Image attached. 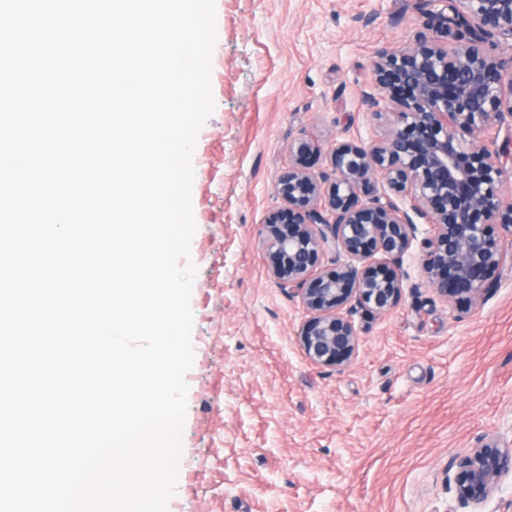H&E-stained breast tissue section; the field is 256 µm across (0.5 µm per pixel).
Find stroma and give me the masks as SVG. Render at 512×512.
I'll return each instance as SVG.
<instances>
[{"label": "stroma", "instance_id": "stroma-1", "mask_svg": "<svg viewBox=\"0 0 512 512\" xmlns=\"http://www.w3.org/2000/svg\"><path fill=\"white\" fill-rule=\"evenodd\" d=\"M216 108L193 154L194 364L167 512H468L449 482L480 436L512 432V269L475 305L412 285L354 316L341 366L304 358L309 314L268 271L257 231L299 135L329 170L383 136L362 93L378 49L408 40L414 0H216Z\"/></svg>", "mask_w": 512, "mask_h": 512}]
</instances>
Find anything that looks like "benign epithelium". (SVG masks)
I'll list each match as a JSON object with an SVG mask.
<instances>
[{
	"instance_id": "benign-epithelium-1",
	"label": "benign epithelium",
	"mask_w": 512,
	"mask_h": 512,
	"mask_svg": "<svg viewBox=\"0 0 512 512\" xmlns=\"http://www.w3.org/2000/svg\"><path fill=\"white\" fill-rule=\"evenodd\" d=\"M435 2L415 0L418 30L375 55L363 102L390 131L367 146L336 149L330 175L289 167L274 182L287 214H271L258 230L274 280L310 312L298 338L315 366L353 359L354 310L381 316L399 304L409 281L404 258L416 241L409 212L433 227L417 258L425 285L443 297L477 303L508 257L489 225L512 238V194L502 192L512 142L499 145L488 134L512 123V54L488 47L512 40V0H446L441 10ZM459 128L470 142L457 138ZM317 149L306 135L290 145L298 158ZM328 243L336 268L319 272ZM508 475L512 442L481 436L459 457L456 497L477 508Z\"/></svg>"
}]
</instances>
